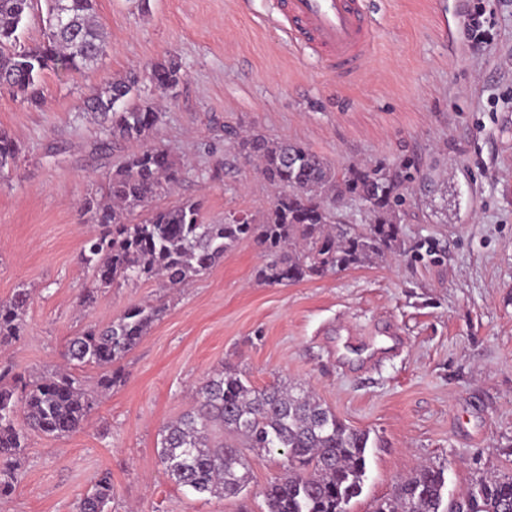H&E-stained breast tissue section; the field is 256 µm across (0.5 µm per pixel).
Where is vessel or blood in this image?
I'll list each match as a JSON object with an SVG mask.
<instances>
[{
	"label": "vessel or blood",
	"mask_w": 512,
	"mask_h": 512,
	"mask_svg": "<svg viewBox=\"0 0 512 512\" xmlns=\"http://www.w3.org/2000/svg\"><path fill=\"white\" fill-rule=\"evenodd\" d=\"M275 23L291 44L311 51L344 83L359 77L375 49L364 0H281Z\"/></svg>",
	"instance_id": "1"
}]
</instances>
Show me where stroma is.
<instances>
[{
	"label": "stroma",
	"mask_w": 512,
	"mask_h": 512,
	"mask_svg": "<svg viewBox=\"0 0 512 512\" xmlns=\"http://www.w3.org/2000/svg\"><path fill=\"white\" fill-rule=\"evenodd\" d=\"M376 50L343 84L273 25L278 0H97L109 45L80 73L46 71L40 101L0 92V129L19 146L0 174V300L26 288L18 373L62 365L72 334L128 308L165 306L120 362L123 378L83 428L33 432L16 492L0 512H76L112 474V512H266L262 491L284 456H250L248 492L199 497L164 472L162 428L193 405L216 369L257 387L302 385L347 425L370 431L363 493L373 512L402 477L443 468L448 496L480 473L512 471V0H366ZM480 14L484 41L466 26ZM175 56L177 98L141 87L162 118L154 144L187 167L158 205L200 202L208 222L259 214L277 194L239 154L240 137L287 139L337 170L414 157L421 176L398 216L403 245L386 261L296 284L259 281L267 258L239 243L186 288L138 281L80 298L93 276L80 252L100 196L141 142L99 150L78 107L116 76ZM93 290V289H92Z\"/></svg>",
	"instance_id": "stroma-1"
}]
</instances>
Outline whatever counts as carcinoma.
Here are the masks:
<instances>
[{"label":"carcinoma","instance_id":"cac0c4a2","mask_svg":"<svg viewBox=\"0 0 512 512\" xmlns=\"http://www.w3.org/2000/svg\"><path fill=\"white\" fill-rule=\"evenodd\" d=\"M46 40L17 44V31L33 0H0V90L38 100L36 84L47 71H81L104 53L107 35L97 19L96 0H46ZM64 6L69 25L56 28L51 18ZM149 83L171 99L184 81L173 59L146 73ZM140 77L129 74L94 89L84 111L101 116L102 146L111 149L136 140L144 147L112 172L106 197L89 198L83 208L104 230L87 238L82 263L93 272L96 288L116 281L162 280L181 286L208 271L224 253L253 239L271 256L260 271L268 283L295 284L386 260L401 249L395 215L402 190L419 176L415 160L389 167L352 165L339 173L324 157L288 141L251 134L240 142L246 162L279 188L261 215L229 216L206 222L197 201L165 207L153 202L180 181L183 169L171 154L149 144L161 113L149 102L137 103ZM19 147L0 130V173L14 166ZM364 207L368 222L336 220V201ZM30 293L22 288L0 300V349L19 338ZM162 304L133 307L108 326L89 327L67 342L64 360L104 369L97 387L112 389L121 379L116 367L163 314ZM97 403L95 392L67 370L24 378L13 366L0 369V500L21 480L28 432L64 438L78 431ZM24 423L17 421L18 411ZM228 438L216 441L215 427ZM370 432L347 426L316 396L300 387H254L227 366L197 390L196 406L161 433L159 457L169 478L199 494L235 497L249 484L243 449L278 451L288 473L263 491L267 512H350L366 480ZM444 470L422 466L397 484L373 512H506L512 508V474L475 476L464 495L445 498ZM112 474L103 472L77 504V512H112Z\"/></svg>","mask_w":512,"mask_h":512}]
</instances>
